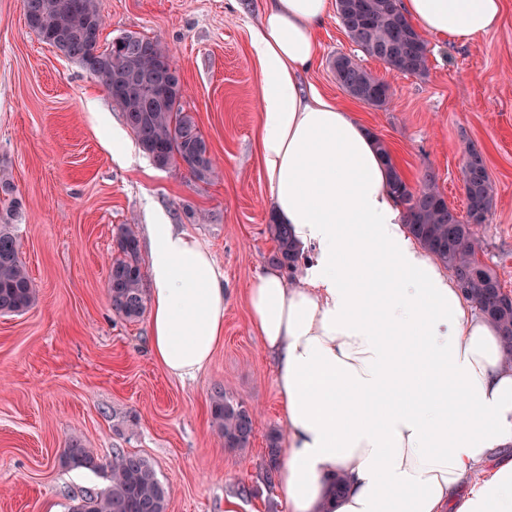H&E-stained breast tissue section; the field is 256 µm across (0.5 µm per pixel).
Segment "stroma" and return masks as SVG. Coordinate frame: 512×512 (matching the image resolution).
Wrapping results in <instances>:
<instances>
[{
    "label": "stroma",
    "mask_w": 512,
    "mask_h": 512,
    "mask_svg": "<svg viewBox=\"0 0 512 512\" xmlns=\"http://www.w3.org/2000/svg\"><path fill=\"white\" fill-rule=\"evenodd\" d=\"M265 0H99L102 42L135 33L170 50L192 113L216 159L210 182L184 167L158 168L103 84L41 42L23 0H0V172L20 203V257L39 293L19 315H0V512H70L109 473L72 470L60 456L81 441L102 462L116 448L148 458L168 490L167 512H289L262 471L271 432L284 431L276 366L248 321L246 289L268 266L271 193L259 151L258 68L250 33ZM303 96L343 104L382 138L410 183L433 170L465 212L463 154L480 150L493 187L480 259L512 292V0L500 26L466 45L429 42L428 69L408 76L351 42L337 14L317 32ZM340 54L391 86L385 107L347 95ZM198 237L224 272V342L193 381L170 376L150 349L148 317L117 316L107 282L115 230L141 225L146 208ZM255 413L250 448L225 450L211 423L214 386Z\"/></svg>",
    "instance_id": "1"
}]
</instances>
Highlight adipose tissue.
<instances>
[{
    "mask_svg": "<svg viewBox=\"0 0 512 512\" xmlns=\"http://www.w3.org/2000/svg\"><path fill=\"white\" fill-rule=\"evenodd\" d=\"M331 0H267L251 38L260 154L273 212L307 257L297 283L252 280L249 320L274 357L285 413L279 486L290 512H512V360L494 324L409 233L371 132L303 97ZM413 26L465 44L497 28L502 0H400ZM150 343L179 379L224 340V273L175 225L144 227ZM342 476L345 488L332 495Z\"/></svg>",
    "mask_w": 512,
    "mask_h": 512,
    "instance_id": "ef3b65f1",
    "label": "adipose tissue"
}]
</instances>
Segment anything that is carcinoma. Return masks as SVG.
<instances>
[{"label": "carcinoma", "instance_id": "obj_1", "mask_svg": "<svg viewBox=\"0 0 512 512\" xmlns=\"http://www.w3.org/2000/svg\"><path fill=\"white\" fill-rule=\"evenodd\" d=\"M351 6L337 10L349 39L364 54L383 62L390 70L421 76L428 68V42L400 12L398 0H348ZM28 28L45 44L56 46L68 39L69 51L83 56L91 66L89 75L100 80L137 144L159 168L184 166L197 180L216 176V163L193 116L181 106L183 86L169 50L161 41L124 34L106 46L100 44L103 16L98 0H23ZM336 81L353 90L357 100L381 108L391 96L390 85L373 75L357 59L336 56ZM389 166V186L407 214L409 232L425 251L444 265L464 296L478 311L493 321L505 346L512 350V301L502 295L500 280L479 258L480 240L476 227L488 221L493 205V188L482 154L467 149L462 164L466 214L448 204L439 191L436 175L427 170L411 185L381 138H376ZM9 178H0V313L19 314L34 305L37 288L21 260L10 219L17 210ZM267 230L276 243L271 263L294 270L301 253L288 225L269 217ZM119 256L112 261L108 291L112 311L135 321L146 310L139 240L131 224L116 229ZM210 416L224 447L242 451L254 434L253 412L242 401L214 388ZM282 436L269 437L266 480L272 482ZM63 465L97 472L109 470L110 484L101 492L88 491L75 500L71 512H167L168 491L158 479L151 462L133 453L116 450L112 462L100 458L73 440L61 454Z\"/></svg>", "mask_w": 512, "mask_h": 512}]
</instances>
